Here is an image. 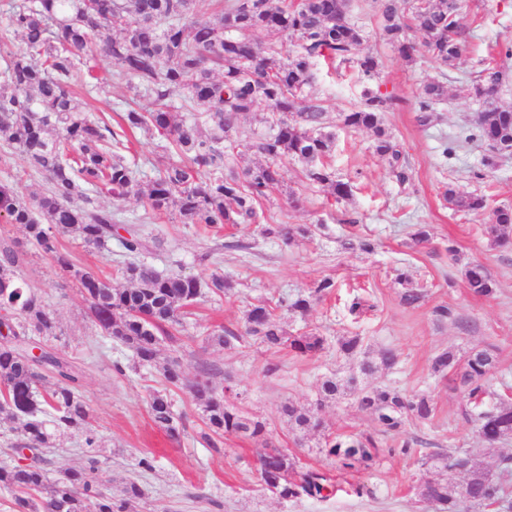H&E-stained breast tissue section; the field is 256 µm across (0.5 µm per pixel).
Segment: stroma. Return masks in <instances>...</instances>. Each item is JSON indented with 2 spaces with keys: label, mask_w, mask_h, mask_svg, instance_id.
<instances>
[{
  "label": "stroma",
  "mask_w": 512,
  "mask_h": 512,
  "mask_svg": "<svg viewBox=\"0 0 512 512\" xmlns=\"http://www.w3.org/2000/svg\"><path fill=\"white\" fill-rule=\"evenodd\" d=\"M349 15L364 31L361 53L381 63V92L394 98L383 124L405 156L409 183L399 184L375 154L372 132L347 129L337 119L361 100L364 82L358 72L322 63L314 70L311 93L333 118L329 131L334 143L325 163L338 179L352 184L349 198L335 200L328 187L306 180L300 162L287 159L281 163L282 188L258 207V225L228 224L220 232L205 233L182 223L177 213L154 214L145 200L133 196L96 199L98 206L120 210L127 227L146 238V261L157 270L179 269L202 282L223 273L228 286L224 296H210L191 307L178 336L185 380L194 382L201 368L209 367L211 386L248 416L264 421L270 444L293 453L300 469L327 475L326 499L284 501L267 490L258 478L257 445L251 439L232 434L225 436L223 452L205 448L199 437L201 411L185 389L175 391L173 399L175 411L187 419V433L180 442L171 441L149 414L150 394L164 387L161 365L115 372L113 362L125 354L97 335L77 285L34 252L22 267L23 277L57 314V347L89 364L82 393L103 444L96 478L111 487L117 500L127 480L137 481L144 491L137 512H441L419 494L421 483L444 475L422 463L425 454L440 448L468 453L512 491V471H504L500 463L502 455H512V438L488 445L468 413L465 389L431 369L442 351L463 356L486 349L496 360L491 402L512 390V245L496 243L487 232L490 209L512 207V153L485 165L486 148L466 139L476 106L458 93L460 81L474 76L481 62L512 73V56L500 52L501 45L512 44V0H463L461 24L469 43L452 69L428 59H402L377 34L373 0H349ZM86 59L102 82L86 98L90 115L117 121L130 101L140 111L151 109L149 99L135 98L129 80L113 78L112 61L98 46L88 49ZM433 80L444 84L448 99L439 105L434 122L423 127L416 109L423 86ZM448 147L453 150L449 156L444 153ZM0 183L13 185L26 199L49 187L43 175L1 141ZM449 186L463 195L485 197L487 210L453 209L443 197ZM265 223L306 226L310 232L286 243L264 236ZM422 225L430 238L418 245L412 236ZM364 241L371 242L370 250L361 249ZM61 244L76 266L121 283L118 241L93 249L66 236ZM475 264L489 272L491 296L469 290L465 272ZM401 273L410 287L424 290L418 306L401 305L396 282ZM324 279L333 281L334 288L321 302L303 315L288 310V302ZM356 290L376 305L357 323L345 308L347 296ZM260 304L274 306L276 319L290 335L325 337L323 350L302 357L251 340L228 347L204 343L206 334L223 327L242 332L247 310ZM440 305L447 306V316L436 314ZM354 334L362 337L367 356L390 348L398 357L393 369L362 377L361 388L427 396L436 406L432 418L405 420L399 432L385 434L359 409L357 392L320 402L323 377L357 373V360L337 346L340 337ZM288 402L319 405L322 430L296 436L281 412ZM327 434L370 435L385 453L371 467L343 470L319 450ZM405 441L412 449L399 453ZM144 456L154 457L152 471L138 468ZM444 476L458 484L465 479L459 471Z\"/></svg>",
  "instance_id": "stroma-1"
}]
</instances>
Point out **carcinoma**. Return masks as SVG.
<instances>
[{
	"label": "carcinoma",
	"mask_w": 512,
	"mask_h": 512,
	"mask_svg": "<svg viewBox=\"0 0 512 512\" xmlns=\"http://www.w3.org/2000/svg\"><path fill=\"white\" fill-rule=\"evenodd\" d=\"M346 2L299 0L282 10L273 0H251L248 9L241 0H225L221 15L213 20L196 14L195 0H22L7 12L6 31L21 37L25 51L8 52L3 58L0 139L47 177L49 189L27 202L13 187L0 184V218L22 226L28 244L52 259L64 277L76 281L99 335L125 347L133 363L154 364L161 341L174 342L175 332L183 327L185 309L206 289L216 295L224 292L226 283L219 274L203 285L176 270L158 273L139 260L147 251L145 238L136 231L128 237L119 235L121 212L93 205L94 195L121 200L140 194V183L123 155L128 149L126 132L154 130L169 140L177 155L153 164L147 193L151 211L175 210L183 223L208 231L226 224L257 223V204L283 182L280 163L286 158L304 163L311 183L328 186L338 200L348 198L351 183L336 179L319 164L331 150L333 136L323 132L326 107L309 93L317 61L326 56L353 65L369 81L380 77L377 58L359 53L363 32L348 19ZM461 8V0H378L379 36L407 60L428 56L452 66L467 44L459 21ZM104 29L119 33L100 47L112 60V76L136 80L134 95L152 99L148 112L127 109L117 131L92 118L73 91L80 80L81 54ZM411 30L422 35L421 42L410 39ZM283 34L296 47L285 57L274 45ZM506 83V73L488 64L463 86L465 96L481 106L465 140L486 145L491 153L485 158L488 166L500 152L512 151V105L501 103ZM174 91L185 93L188 106H204L205 116L175 121L170 99ZM447 99L443 84H427L419 101L418 124L430 125L436 106ZM262 104L269 110L270 132L251 141L248 150L265 163L240 169L233 135L241 116ZM392 104V97L366 86L361 104L341 113L339 120L353 130L373 131L376 154L404 184L409 176L402 151L382 126L381 114ZM446 198L456 208H486L482 196H462L450 189ZM510 227L512 210L495 209L489 234L504 243ZM66 234L94 248L118 237L125 257L119 272L131 287L115 288L99 276L93 281L87 270L75 268L61 251L59 237ZM25 257L27 252L18 245L0 244V417L22 421L20 437L9 442L10 450L52 448L57 439L75 433L83 437L85 447L96 448L91 409L80 393L83 370L51 345L57 338L55 311L21 276ZM465 276L475 294L493 293L484 266L468 268ZM333 287L324 279L288 308L303 315ZM244 335L268 349L285 346L301 356L316 354L325 343L321 336L286 335L268 306L248 310ZM34 348L41 350L40 356L31 354ZM339 349L359 360L363 375L380 366L390 369L397 362L391 349L381 351L376 362L364 357L357 335L342 337ZM493 368L494 359L486 350L463 357L445 350L432 361L434 373H455L475 408L488 394L486 383ZM163 377L165 388L150 394L149 412L153 423L178 442L186 431L171 398V392L183 385L178 359L167 362ZM356 386L354 376L328 377L321 383L320 399H332ZM190 391L203 413L200 439L205 447L219 453L224 435L244 433L264 448L259 475L265 488L282 500L326 498L327 477L316 470L297 474L295 457L269 444L263 422L241 415L206 380L196 381ZM358 407L387 431L397 429L405 416L425 421L435 412L425 396L381 388L361 392ZM285 412L301 433L320 427L312 408L290 405ZM474 422L490 444L512 438V403L480 411ZM324 450L346 469L368 467L380 453L370 436H329ZM461 460L464 483L427 481L421 487L423 498L448 507V512H455L461 499L512 512V497L475 459L444 452L425 457V463L443 471L458 470ZM97 464L98 458L91 456L88 466L67 469L51 481L39 460L0 463V492L11 496L14 512H127L132 502L143 498L140 486L130 481L124 499L114 505L111 490L96 481Z\"/></svg>",
	"instance_id": "obj_1"
}]
</instances>
